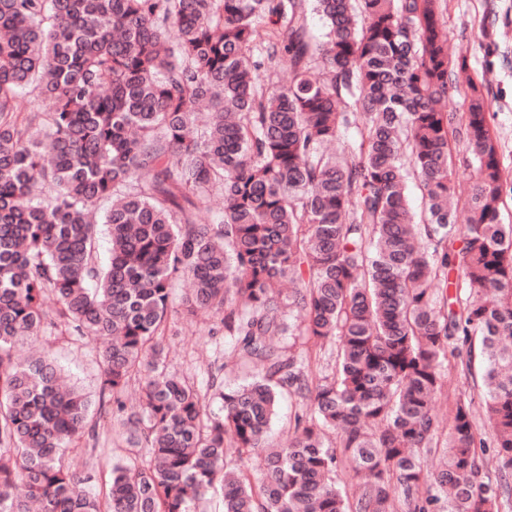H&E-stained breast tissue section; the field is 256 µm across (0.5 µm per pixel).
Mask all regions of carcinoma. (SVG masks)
Returning <instances> with one entry per match:
<instances>
[{
	"label": "carcinoma",
	"instance_id": "cac0c4a2",
	"mask_svg": "<svg viewBox=\"0 0 512 512\" xmlns=\"http://www.w3.org/2000/svg\"><path fill=\"white\" fill-rule=\"evenodd\" d=\"M447 10V0H0V512H199L218 487L223 512L512 508V489L481 476L490 461L512 474L506 178L483 84L456 79ZM281 59L288 84L261 80ZM29 88L42 110L21 106ZM451 91L463 111L444 108ZM462 144L475 183L461 203ZM411 178L427 200L420 215ZM216 191L224 215L203 223L199 205ZM102 202L106 260L92 223ZM178 279L189 285L182 313L219 319L210 331L230 337L246 383L225 386L217 360L203 387L169 370ZM55 333L103 342L96 421L49 354H15ZM285 334L304 347L277 344ZM474 336L487 437L465 394L448 404V427L434 412L445 375L472 374L459 346ZM285 395L302 413L288 445H271ZM109 415L127 455L99 489L76 456ZM346 467L361 477L353 496L336 486Z\"/></svg>",
	"mask_w": 512,
	"mask_h": 512
}]
</instances>
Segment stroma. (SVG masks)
Returning a JSON list of instances; mask_svg holds the SVG:
<instances>
[{
    "label": "stroma",
    "mask_w": 512,
    "mask_h": 512,
    "mask_svg": "<svg viewBox=\"0 0 512 512\" xmlns=\"http://www.w3.org/2000/svg\"><path fill=\"white\" fill-rule=\"evenodd\" d=\"M448 33L455 54L464 56L470 71L487 86L489 121L501 147L507 182L512 185V0H448ZM167 338L172 370L205 383L213 353H230L227 336L211 335L207 319L175 313ZM42 344L73 383L96 392L101 364L99 342L73 336H45Z\"/></svg>",
    "instance_id": "1"
}]
</instances>
